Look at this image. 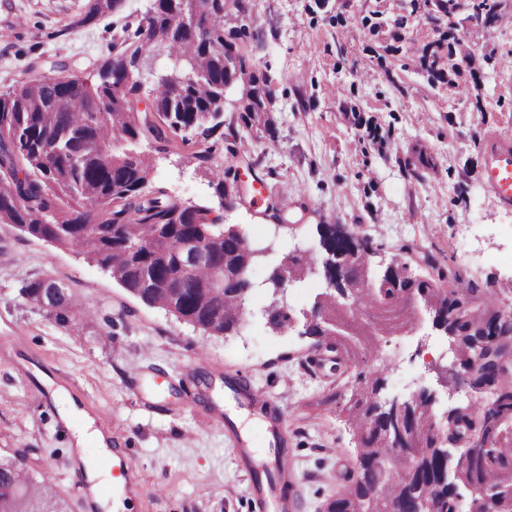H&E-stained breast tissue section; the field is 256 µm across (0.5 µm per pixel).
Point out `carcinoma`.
I'll use <instances>...</instances> for the list:
<instances>
[{
	"instance_id": "obj_1",
	"label": "carcinoma",
	"mask_w": 512,
	"mask_h": 512,
	"mask_svg": "<svg viewBox=\"0 0 512 512\" xmlns=\"http://www.w3.org/2000/svg\"><path fill=\"white\" fill-rule=\"evenodd\" d=\"M209 41H199L173 20L193 13L191 0H156L153 15L139 19L135 41L124 45L97 68V81L78 76L46 77L38 96L26 94V86L0 91V224H12L21 232L62 249L80 250L110 269L112 278L142 302L162 308L213 336L225 335L244 315L241 288L226 284L212 287L223 267L233 272L240 257L238 229L209 219L212 208L182 205L165 191L146 192L152 165L148 156L117 148L150 136L163 150L173 137L192 149L197 167L209 173L215 193L238 195L232 168L211 167L213 145L209 139L224 127L211 108L231 78L224 59L244 70L250 60L240 54L234 37L224 34V0H209ZM161 32L172 65L165 74L182 79L179 93L165 81L145 91L144 114L127 115L131 99L139 98L138 73L128 74L126 60L140 50V43ZM122 86L120 95L112 87ZM251 97L241 105L240 119L249 128L263 127L250 112ZM326 250L351 248L370 252L371 243L346 235L331 224L319 227ZM209 239L203 262H190L183 245ZM191 272L183 274L185 265ZM157 290L140 287L143 279ZM456 278L442 270L435 277L417 281L415 293H426L441 302L438 326L457 337L469 336L479 317L466 315L469 297L455 287ZM406 286L385 273L374 275V284L359 288L355 302L373 309L381 318L398 320L404 307L400 294ZM24 296L54 317L59 324L74 319L76 303L57 282L34 281ZM340 302L323 304L309 336L329 339L345 361L353 366L367 362L372 336L348 331L343 325ZM270 328L288 327L284 305L266 310ZM486 342L511 333L491 315L483 322ZM488 389L487 403L469 401L448 411V437L465 427H476L477 447L464 448L446 463L430 436L425 410L411 421L417 443L411 448L414 472L403 458L381 447L393 436L392 407L368 406L365 394L345 399L342 411L354 437L363 441L362 478L356 486L332 501L331 512H455L456 483L481 484L496 499L500 512H512V364H491L489 371L470 389ZM0 512H65L52 489L24 467L19 454L0 458Z\"/></svg>"
}]
</instances>
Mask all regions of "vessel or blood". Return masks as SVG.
<instances>
[{
    "label": "vessel or blood",
    "mask_w": 512,
    "mask_h": 512,
    "mask_svg": "<svg viewBox=\"0 0 512 512\" xmlns=\"http://www.w3.org/2000/svg\"><path fill=\"white\" fill-rule=\"evenodd\" d=\"M485 179L498 204L512 209V138L496 132L485 133L482 138ZM237 466L251 480V494L255 512H299L298 477L287 451L274 454L273 468L276 480L261 475L253 451L246 441L236 439ZM112 501L122 504L135 496L140 484L132 465L119 453L112 456Z\"/></svg>",
    "instance_id": "1"
}]
</instances>
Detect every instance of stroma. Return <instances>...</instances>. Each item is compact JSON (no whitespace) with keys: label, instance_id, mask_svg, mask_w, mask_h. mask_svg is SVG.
Here are the masks:
<instances>
[{"label":"stroma","instance_id":"35a3bbf8","mask_svg":"<svg viewBox=\"0 0 512 512\" xmlns=\"http://www.w3.org/2000/svg\"><path fill=\"white\" fill-rule=\"evenodd\" d=\"M479 2L231 0L224 27L245 28L240 49L273 91L267 135L239 118L242 83L225 87L224 131L236 152H213L214 165L251 167L263 179L222 212L251 246L269 250L248 272L245 319L229 335L204 334L133 297L84 255L0 224V456L30 449V473L68 512H87L72 488L76 461L101 450L77 448L73 432L89 417L111 423L110 449L139 476L130 512H254L227 431L250 439L263 462L275 442L228 389L239 376L283 413L300 512H324L352 484L356 448L336 396L358 370L330 372L299 327L270 329L264 311L279 296L269 278L283 258L300 249L322 261L318 227L338 224L373 241V265L396 258L425 275L451 270L459 290L477 286L480 304L512 312L502 289L512 282V209L486 188L480 148L486 132L512 135V0H487L483 10ZM150 3L124 0L88 20L89 0H0V90L54 76L57 63L94 79L127 19ZM138 149L171 200L219 206L180 142L163 152L142 140ZM271 196L286 203L280 216L266 209ZM45 278L73 294L80 315L69 324L23 297ZM323 289L322 275H311L279 298L298 317ZM453 361L423 311L404 329L378 332L369 355L385 369L383 397L425 386L438 415L467 394L437 382L433 363ZM59 376L78 394L57 386ZM67 402L83 411L68 424Z\"/></svg>","mask_w":512,"mask_h":512}]
</instances>
